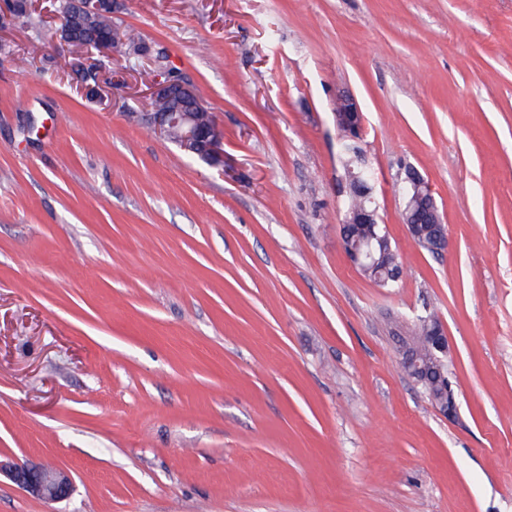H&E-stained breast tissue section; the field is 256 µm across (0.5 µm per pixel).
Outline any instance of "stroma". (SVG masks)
<instances>
[{
  "label": "stroma",
  "instance_id": "1",
  "mask_svg": "<svg viewBox=\"0 0 512 512\" xmlns=\"http://www.w3.org/2000/svg\"><path fill=\"white\" fill-rule=\"evenodd\" d=\"M0 29V460L67 471L0 512H512V0H115L144 57ZM224 130L212 164L140 114L156 58ZM106 65L111 94L73 64ZM364 116L378 287L342 246L334 106ZM432 190L442 255L402 220ZM448 332L455 419L404 371ZM405 182H411L412 184L416 185L418 188L423 187L426 191L425 199H427L428 203L430 204V198L432 200L433 206H430L425 214H423L422 218L425 221V224H430L432 227L433 236L436 241L437 250L439 252H443L447 250L448 248V235L447 231L442 219V216L439 212L438 206L435 202V199L431 193V190L429 186L424 182L423 179H419L415 176H408L405 180ZM430 197V198H429ZM348 222L350 224H342V230L347 233V238L353 247H356L357 242L361 241L370 232H374L378 240L373 270L368 272L359 269V271L382 288H395L402 277V265L396 250L392 246L386 226L378 224L377 207L372 204H362L358 209L351 212ZM357 224H377V226L372 230Z\"/></svg>",
  "mask_w": 512,
  "mask_h": 512
}]
</instances>
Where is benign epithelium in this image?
<instances>
[{"instance_id":"benign-epithelium-1","label":"benign epithelium","mask_w":512,"mask_h":512,"mask_svg":"<svg viewBox=\"0 0 512 512\" xmlns=\"http://www.w3.org/2000/svg\"><path fill=\"white\" fill-rule=\"evenodd\" d=\"M179 96L203 107L193 87L181 79L167 74L158 76L149 88L148 99L154 101L160 97ZM146 125L160 136L171 140L179 136L182 146L193 149L201 158L210 163L218 164L223 158L224 132L218 123L213 129L198 126L190 112H146ZM335 118L338 128L348 136L360 138L364 119L356 101L344 94L336 97ZM425 223L431 225L437 250L443 252L448 248V235L439 212L433 205L423 214ZM348 222L352 224L370 225L378 223V210L371 204H363L351 212ZM429 348L439 360L448 357L449 343L447 330L442 322H437L430 330ZM11 480L26 492L47 501H60L67 498L72 491V480L69 474L53 465L17 461L9 466Z\"/></svg>"}]
</instances>
